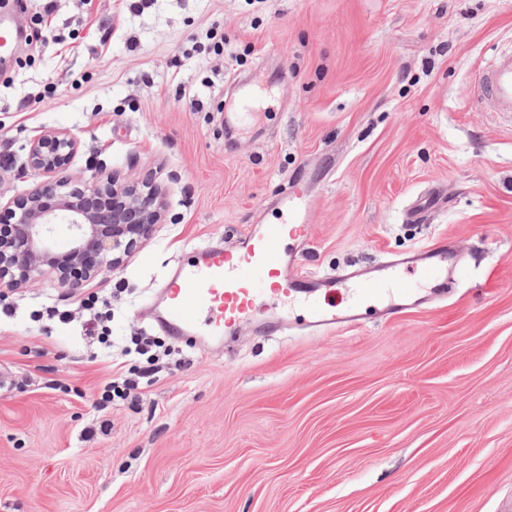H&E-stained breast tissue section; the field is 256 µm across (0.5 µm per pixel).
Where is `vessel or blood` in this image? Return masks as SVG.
<instances>
[{
    "instance_id": "1",
    "label": "vessel or blood",
    "mask_w": 512,
    "mask_h": 512,
    "mask_svg": "<svg viewBox=\"0 0 512 512\" xmlns=\"http://www.w3.org/2000/svg\"><path fill=\"white\" fill-rule=\"evenodd\" d=\"M480 94L495 111L512 112V50L498 53L476 76ZM310 200L296 189L280 198L277 224L251 226L237 250L205 243L195 248L190 262L178 265L154 302L157 323L176 337H190L223 347L245 322L274 334L288 324L289 308L304 312L302 323L315 329L358 322L353 310L362 294L391 296V311L414 308L418 300L411 284L394 266L357 282L348 297V310L337 312L329 297L338 288L335 276H309L298 270L291 244L304 237ZM421 278L445 293L453 269L446 252L430 249L407 258Z\"/></svg>"
}]
</instances>
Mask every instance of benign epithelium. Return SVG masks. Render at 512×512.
Listing matches in <instances>:
<instances>
[{
	"label": "benign epithelium",
	"mask_w": 512,
	"mask_h": 512,
	"mask_svg": "<svg viewBox=\"0 0 512 512\" xmlns=\"http://www.w3.org/2000/svg\"><path fill=\"white\" fill-rule=\"evenodd\" d=\"M79 147L76 135L60 129L43 130L23 147L21 171L43 180L4 206L16 231L0 239V288H25L50 271L80 297L87 282L119 267L164 223L161 191L147 180L97 170L80 181L68 176Z\"/></svg>",
	"instance_id": "7a95c632"
}]
</instances>
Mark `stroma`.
I'll return each instance as SVG.
<instances>
[{
	"label": "stroma",
	"instance_id": "35a3bbf8",
	"mask_svg": "<svg viewBox=\"0 0 512 512\" xmlns=\"http://www.w3.org/2000/svg\"><path fill=\"white\" fill-rule=\"evenodd\" d=\"M0 74V200L41 129L75 133L70 173L155 178L166 222L117 270L112 348L53 274L0 299V512H512V112L476 70L512 48V0H30ZM254 116L226 129L240 82ZM311 198L301 268L368 277L448 248L445 295L356 325L241 327L223 352L162 335L151 304L211 238ZM442 191L423 222L405 219ZM139 402L100 387L147 365Z\"/></svg>",
	"mask_w": 512,
	"mask_h": 512
}]
</instances>
